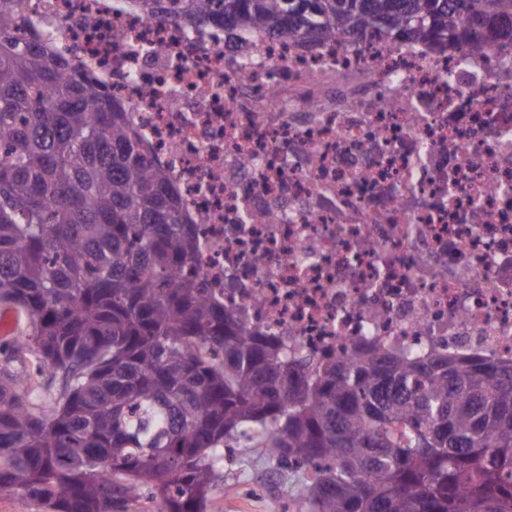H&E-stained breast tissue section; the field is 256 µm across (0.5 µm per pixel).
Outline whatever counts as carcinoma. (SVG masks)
<instances>
[{
    "instance_id": "cac0c4a2",
    "label": "carcinoma",
    "mask_w": 512,
    "mask_h": 512,
    "mask_svg": "<svg viewBox=\"0 0 512 512\" xmlns=\"http://www.w3.org/2000/svg\"><path fill=\"white\" fill-rule=\"evenodd\" d=\"M0 0V490L47 512H207L243 448L298 512H512V364L356 346L312 364L197 271L198 224L112 92ZM302 46L512 44V0H131Z\"/></svg>"
}]
</instances>
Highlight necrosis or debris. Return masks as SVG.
I'll use <instances>...</instances> for the list:
<instances>
[{
  "instance_id": "necrosis-or-debris-1",
  "label": "necrosis or debris",
  "mask_w": 512,
  "mask_h": 512,
  "mask_svg": "<svg viewBox=\"0 0 512 512\" xmlns=\"http://www.w3.org/2000/svg\"><path fill=\"white\" fill-rule=\"evenodd\" d=\"M31 9L209 215L197 268L249 332L314 361L371 341L512 363V49L308 50L127 0Z\"/></svg>"
}]
</instances>
